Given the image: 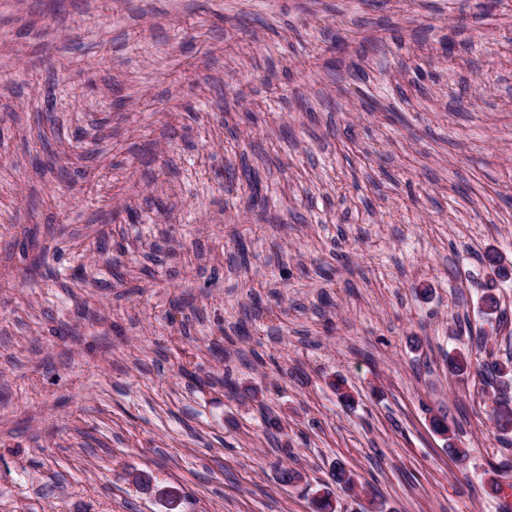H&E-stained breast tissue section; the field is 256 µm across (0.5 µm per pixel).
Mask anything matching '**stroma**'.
Instances as JSON below:
<instances>
[{
  "label": "stroma",
  "mask_w": 512,
  "mask_h": 512,
  "mask_svg": "<svg viewBox=\"0 0 512 512\" xmlns=\"http://www.w3.org/2000/svg\"><path fill=\"white\" fill-rule=\"evenodd\" d=\"M491 249L512 0H0V512H512ZM485 258L491 268L493 276L486 285V288H483L480 303L483 313L487 317H491L498 312L499 307L497 285L500 281H507L512 278V268L510 273L502 263L501 255L494 249L488 251ZM472 368L480 376L491 377L492 382L496 384L501 383L502 377L512 378V359L507 362H485L480 361L478 358L474 361L471 352L459 351L454 354H448V371L456 376L465 375L470 373ZM509 372L505 374V371ZM510 387H501L499 395L494 393L495 408L491 421L499 433L512 431V397ZM505 435V434H503Z\"/></svg>",
  "instance_id": "1"
}]
</instances>
